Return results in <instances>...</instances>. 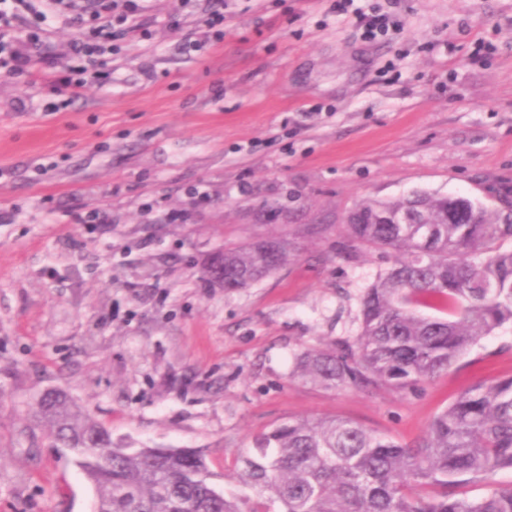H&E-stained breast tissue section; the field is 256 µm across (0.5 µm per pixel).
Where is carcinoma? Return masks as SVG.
<instances>
[{
  "label": "carcinoma",
  "mask_w": 512,
  "mask_h": 512,
  "mask_svg": "<svg viewBox=\"0 0 512 512\" xmlns=\"http://www.w3.org/2000/svg\"><path fill=\"white\" fill-rule=\"evenodd\" d=\"M344 250L390 249L392 266L361 298L359 332L303 351L298 376L327 389H414L448 371L482 337L512 324V205L413 193L364 200L348 214ZM288 260L248 245L224 250L207 269L224 288H247ZM443 313L428 316L422 309ZM36 413L70 448L94 484L102 512H512V376L479 382L407 442L343 417L296 418L255 439L240 456L245 499L216 490L202 452L132 448L52 389ZM482 483L489 492H458Z\"/></svg>",
  "instance_id": "carcinoma-1"
}]
</instances>
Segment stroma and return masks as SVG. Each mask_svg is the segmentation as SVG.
<instances>
[{
    "label": "stroma",
    "instance_id": "stroma-1",
    "mask_svg": "<svg viewBox=\"0 0 512 512\" xmlns=\"http://www.w3.org/2000/svg\"><path fill=\"white\" fill-rule=\"evenodd\" d=\"M112 83L43 111L0 84V512H92L74 456L34 419L60 388L114 440L239 457L289 418L340 416L406 441L472 384L512 375V327L414 390H327L293 370L356 335L389 251L344 252L363 200L487 203L512 185V0H227L224 37L154 0ZM180 10L182 28L158 20ZM388 17L367 37L361 14ZM205 38L187 54L182 37ZM205 184L209 199L188 191ZM96 221H89V214ZM277 238L288 262L227 291L204 266Z\"/></svg>",
    "mask_w": 512,
    "mask_h": 512
}]
</instances>
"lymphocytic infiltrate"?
I'll return each instance as SVG.
<instances>
[{
  "instance_id": "obj_1",
  "label": "lymphocytic infiltrate",
  "mask_w": 512,
  "mask_h": 512,
  "mask_svg": "<svg viewBox=\"0 0 512 512\" xmlns=\"http://www.w3.org/2000/svg\"><path fill=\"white\" fill-rule=\"evenodd\" d=\"M151 0H0V76L26 83L49 76V111L70 103L88 86L105 87L115 37L136 30ZM67 30L61 56L48 54L44 36Z\"/></svg>"
}]
</instances>
